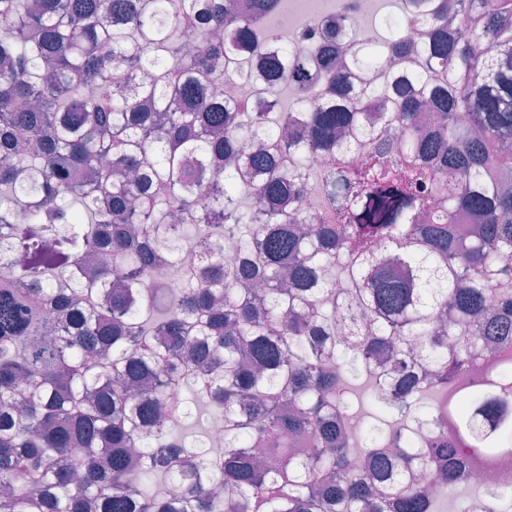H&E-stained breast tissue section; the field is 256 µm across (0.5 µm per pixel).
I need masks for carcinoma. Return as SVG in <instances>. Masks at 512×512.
<instances>
[{
	"mask_svg": "<svg viewBox=\"0 0 512 512\" xmlns=\"http://www.w3.org/2000/svg\"><path fill=\"white\" fill-rule=\"evenodd\" d=\"M401 3L372 45L333 18L272 48L288 0H0V512H435L423 474L512 463V0ZM421 371L472 381L434 405Z\"/></svg>",
	"mask_w": 512,
	"mask_h": 512,
	"instance_id": "carcinoma-1",
	"label": "carcinoma"
}]
</instances>
